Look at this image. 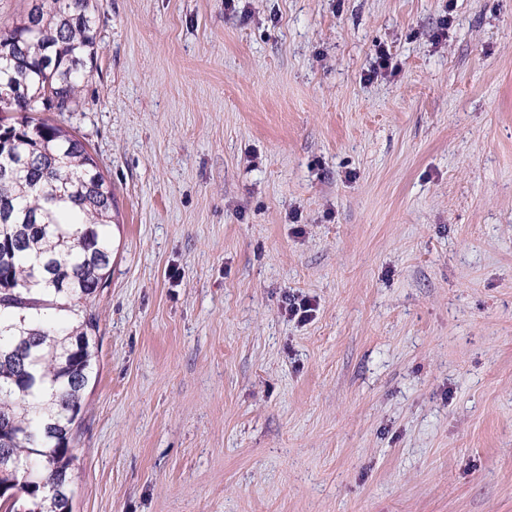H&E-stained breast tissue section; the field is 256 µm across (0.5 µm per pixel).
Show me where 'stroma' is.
Returning a JSON list of instances; mask_svg holds the SVG:
<instances>
[{"mask_svg":"<svg viewBox=\"0 0 512 512\" xmlns=\"http://www.w3.org/2000/svg\"><path fill=\"white\" fill-rule=\"evenodd\" d=\"M88 9L74 512H512V0Z\"/></svg>","mask_w":512,"mask_h":512,"instance_id":"obj_1","label":"stroma"}]
</instances>
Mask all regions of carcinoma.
I'll return each mask as SVG.
<instances>
[{
  "mask_svg": "<svg viewBox=\"0 0 512 512\" xmlns=\"http://www.w3.org/2000/svg\"><path fill=\"white\" fill-rule=\"evenodd\" d=\"M88 0H33L0 32V504L59 512L109 285L115 197L69 112L94 59ZM81 225L82 230L74 229Z\"/></svg>",
  "mask_w": 512,
  "mask_h": 512,
  "instance_id": "cac0c4a2",
  "label": "carcinoma"
}]
</instances>
